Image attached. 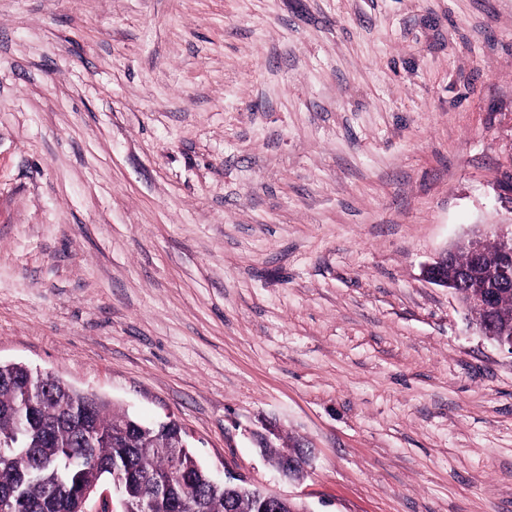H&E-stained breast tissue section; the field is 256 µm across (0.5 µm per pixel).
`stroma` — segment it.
<instances>
[{
    "label": "stroma",
    "instance_id": "35a3bbf8",
    "mask_svg": "<svg viewBox=\"0 0 512 512\" xmlns=\"http://www.w3.org/2000/svg\"><path fill=\"white\" fill-rule=\"evenodd\" d=\"M508 174L512 0H0V361L310 512H512V355L421 276ZM298 444L299 443L296 442L293 445L288 446V448H294L295 450H298V451H303L305 448H307L303 454L296 456L294 454L288 453V448H287L286 450L283 451V457L281 460V464L278 467L273 466L271 461H269L271 466L284 478L289 479L288 475L292 470L299 468V467L307 468V466L309 465V461H310L311 453H312L311 449H309V448H312V446L305 443L306 445L303 444V446L301 448H299Z\"/></svg>",
    "mask_w": 512,
    "mask_h": 512
}]
</instances>
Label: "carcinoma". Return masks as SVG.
Here are the masks:
<instances>
[{
	"label": "carcinoma",
	"mask_w": 512,
	"mask_h": 512,
	"mask_svg": "<svg viewBox=\"0 0 512 512\" xmlns=\"http://www.w3.org/2000/svg\"><path fill=\"white\" fill-rule=\"evenodd\" d=\"M471 268L467 249L455 254L448 279ZM497 310L489 314L464 297L475 321L496 330H512V278L495 279ZM89 419L95 437L85 440L77 424ZM181 428L162 430L109 402L72 389L57 377L30 375L21 364H0V437L18 439L17 447H0V494L9 495L10 512H77L83 493L112 477L130 474L128 496L153 498V512H261L247 491L228 507L224 487L189 448L180 447ZM158 448L153 453L140 449Z\"/></svg>",
	"instance_id": "carcinoma-1"
}]
</instances>
